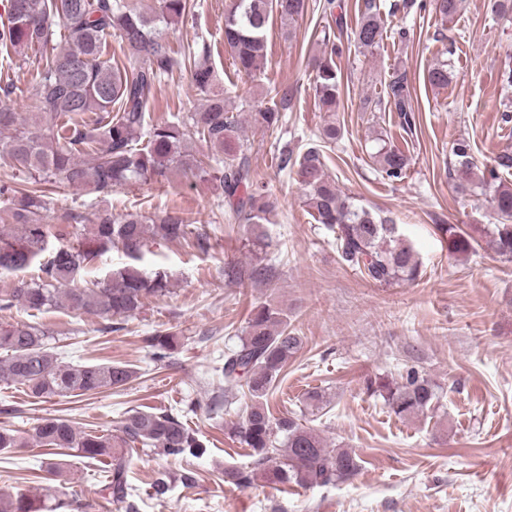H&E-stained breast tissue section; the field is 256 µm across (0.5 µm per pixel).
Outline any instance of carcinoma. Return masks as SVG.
<instances>
[{"label": "carcinoma", "instance_id": "obj_1", "mask_svg": "<svg viewBox=\"0 0 512 512\" xmlns=\"http://www.w3.org/2000/svg\"><path fill=\"white\" fill-rule=\"evenodd\" d=\"M434 2L436 13L447 21L459 11L462 0ZM306 8V0H230L224 13V45L231 50L238 71L252 76L258 69L265 56L271 15L291 29ZM193 10L194 0H154L152 5L136 8L125 0H8V23L0 26V45L43 49L54 41L57 26L63 28L66 44L46 59L32 87L39 111L15 112L0 104V135L7 134L6 153L24 174L19 184L0 185L13 220L0 225V273L14 275L8 287L0 288V311L66 309L94 315L102 320L101 331L117 332L146 300L169 292L165 271L147 273L133 265L142 259L149 241L159 237L200 250L208 243L205 231L190 235L175 209L150 221L138 213L116 216L104 209L94 214L92 223L82 225L75 243L51 248L49 237L64 236L69 228L44 223L49 194L55 189L81 187L108 194L148 178L165 180L173 172L210 181L221 189L233 217L243 221L252 245L265 246L260 231L269 223L265 186L251 178L247 146L233 139L239 115L228 108L227 93L216 90L211 48L203 43L177 57L164 33V28ZM358 11L355 41L365 48L379 46L384 29L375 0H360ZM108 34L126 47L120 64L101 60ZM335 54L333 46L330 54L313 60L314 94L327 112L339 105ZM181 67L190 71L203 107L174 122L149 123L147 107L157 86ZM386 94L387 100L375 101L373 110L392 105L402 128L411 127L414 109L407 75L400 73L390 80ZM252 118L254 124L270 130L282 122V112L271 106L252 113ZM340 133L331 121L322 127L318 143L297 154L281 151V169H297L303 203L315 222L334 234L342 262L379 284L419 281L422 264L401 238L398 225L355 204L327 175L323 149L336 143ZM375 155L383 177L391 182L404 179L409 167L405 150L383 144ZM451 156L448 175L457 191L469 194L481 189L489 194L487 203L497 216L492 227L476 226L474 231L489 236L494 250L512 262V185L501 179L502 173L512 171V153L497 155L476 181L470 145L455 142ZM443 231L448 234L449 253L466 254L473 249L472 234L454 224ZM113 248L131 263L103 278L83 277L98 257ZM31 267L37 275L22 276ZM270 271L255 265L246 273L228 265L224 279L241 283L264 278ZM53 341L55 332L40 323L0 324V383L19 385L27 397L42 401L123 388L138 377V371L123 362L71 365ZM143 343L155 364L172 363L178 346L174 334L145 336ZM302 345V337L288 329L283 311L263 304L252 310L236 348L213 367L227 390L244 388L249 399L230 432L249 450L250 462L224 469V481L242 489L258 483L306 488L334 485L359 471L360 459L354 451L329 448L299 419L275 418L269 411L267 397ZM366 389L382 398L399 418L423 415L441 398L438 386L416 365L404 366L391 380H371ZM199 406L190 400L175 412L132 409L116 434L84 431L62 417L41 418L22 435L0 427V453L15 448L55 450L42 461L40 471L44 479L59 482L55 506L36 496L1 494L0 512H54L71 506L64 479L70 458L103 460L112 502L124 512H139L138 494L128 478L130 456L149 450L174 460L202 457L206 446L184 421ZM177 479L185 488L196 484L190 469ZM177 479L165 468L158 470L151 495L166 497Z\"/></svg>", "mask_w": 512, "mask_h": 512}]
</instances>
